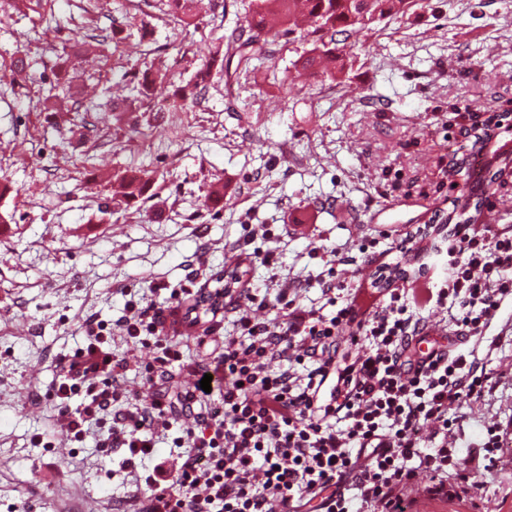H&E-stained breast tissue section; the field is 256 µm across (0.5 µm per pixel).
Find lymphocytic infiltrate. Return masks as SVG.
I'll use <instances>...</instances> for the list:
<instances>
[{
    "label": "lymphocytic infiltrate",
    "instance_id": "f902f5d3",
    "mask_svg": "<svg viewBox=\"0 0 512 512\" xmlns=\"http://www.w3.org/2000/svg\"><path fill=\"white\" fill-rule=\"evenodd\" d=\"M442 275L419 288H389L375 309L360 311L335 269L317 275L331 314L304 308L280 291L277 319L261 317L267 300L231 272L217 278L236 299L234 331L220 335L214 311L198 339L212 366L186 361L164 331V309L187 311L189 326L201 291L167 289V308L131 292L116 321L95 317L79 327L84 345L58 358L51 396L64 440L94 437L99 452L127 451L126 470L145 488L140 512H410L404 497L419 477L433 499L462 495L479 500V470H491L504 442L500 424L486 426L469 453L448 436V413L493 387L475 350L439 346L423 353V311L448 310L458 336L486 351L500 337L485 332L503 302L512 300V234L473 224L454 225L445 239ZM200 326V325H199ZM349 332L352 346L338 338ZM153 341L150 400L127 389L126 359L112 352L114 337ZM196 378L173 388V371ZM220 372L218 398L200 378ZM180 448L176 476L162 485L158 472L138 475L160 437Z\"/></svg>",
    "mask_w": 512,
    "mask_h": 512
}]
</instances>
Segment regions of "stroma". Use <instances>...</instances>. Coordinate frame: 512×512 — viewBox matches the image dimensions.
<instances>
[{
  "label": "stroma",
  "instance_id": "35a3bbf8",
  "mask_svg": "<svg viewBox=\"0 0 512 512\" xmlns=\"http://www.w3.org/2000/svg\"><path fill=\"white\" fill-rule=\"evenodd\" d=\"M250 2L211 0L187 26L169 0H0V216L11 226L0 233V512L136 508L126 449L55 445L47 394L83 319L122 316L121 289L177 288L196 268L208 282L254 251L277 257L250 264L254 294L272 301L287 288L318 308L306 281L338 249L337 277L370 308L383 251L459 194L448 169L472 147L466 104L512 106V13L501 0H432L353 35L343 82L295 67L310 47L302 23L298 39L266 45L256 77L212 70L200 103L105 110L131 64L156 76L160 101L193 80ZM114 23L116 43L105 38ZM75 95L88 127L69 111ZM139 170L154 178L151 196L125 205L117 177ZM218 183L223 202L207 203ZM247 224L274 234L248 238ZM371 238L375 255L362 254ZM487 334L503 339L485 359L495 386L457 409L462 449L484 424L512 425V303ZM113 349L128 360L127 387L150 399L151 348ZM481 479L490 512H512V440Z\"/></svg>",
  "mask_w": 512,
  "mask_h": 512
}]
</instances>
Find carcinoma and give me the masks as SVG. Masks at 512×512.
<instances>
[{"label":"carcinoma","mask_w":512,"mask_h":512,"mask_svg":"<svg viewBox=\"0 0 512 512\" xmlns=\"http://www.w3.org/2000/svg\"><path fill=\"white\" fill-rule=\"evenodd\" d=\"M179 14V21L188 24L198 14L202 0H172ZM430 0H255L253 8L246 18V25L235 29L228 37L226 61L237 59L236 69L244 73H256L251 66L254 58L262 55L258 46L260 34L275 42L295 33L298 15L309 22V30L303 38L311 42V49L299 56L297 63L310 75H317L316 68L323 63L332 64V68L322 70L328 77H336L343 72L354 57V44L349 42L350 33L372 31L380 24L406 16L412 8H426ZM277 18L280 28L267 26L268 17ZM212 64L205 62L200 68V80L178 88L169 100L171 109H181L194 104L205 93L207 85L203 81L210 74ZM127 81H137L136 90L140 96L141 107L152 111L156 104L152 100L151 85L154 78L143 72L137 78L136 65L126 71ZM510 162H499L493 168L477 170L463 160L456 164L450 176L461 183L459 196L452 200V208L444 217L448 224H474L479 221L485 208L497 188L502 186L504 176L509 171ZM125 195L136 202L150 190L152 179L148 176L126 175L123 177Z\"/></svg>","instance_id":"1"}]
</instances>
